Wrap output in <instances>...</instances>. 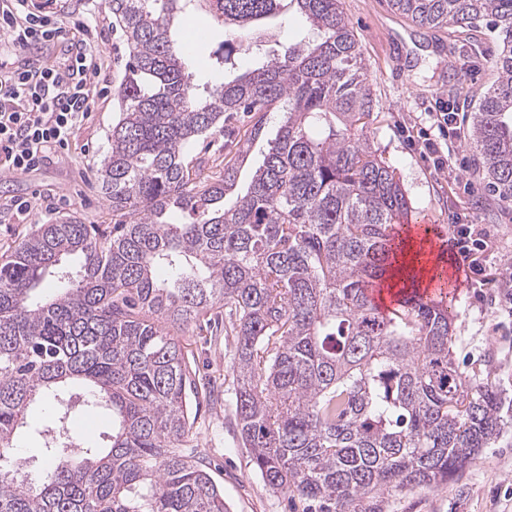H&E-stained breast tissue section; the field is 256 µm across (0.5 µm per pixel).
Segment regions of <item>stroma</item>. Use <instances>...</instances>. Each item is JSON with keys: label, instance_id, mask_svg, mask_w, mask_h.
Listing matches in <instances>:
<instances>
[{"label": "stroma", "instance_id": "obj_1", "mask_svg": "<svg viewBox=\"0 0 512 512\" xmlns=\"http://www.w3.org/2000/svg\"><path fill=\"white\" fill-rule=\"evenodd\" d=\"M50 7L67 26L91 24L103 69L90 117L68 149L51 152L38 170L0 179V260L10 256L36 225L71 214L86 224L112 221V209L97 186V171L118 117L117 90L128 47L122 31L113 27L107 5L96 0H50ZM342 8L373 79L375 106L364 127L368 143L394 169L414 212L425 213L445 231L457 224L474 225L487 237L480 258L482 275L469 273L460 279L453 357L475 382L492 385L512 401V316L500 306L502 294L512 290V282L505 278L506 269H512V204L488 194L468 141L453 147L458 177L452 180L447 170L436 167V157L425 150L421 134L427 113L438 105L453 101L459 111L474 110L497 78L493 61L500 51L498 37L486 26L471 31L417 26L389 0H342ZM185 27L205 33L189 51L202 65L194 73L196 81H215L206 62L223 50L232 51L241 66L254 63V55L237 34L214 26L203 13L189 16ZM281 121V113H268L262 138L249 147L226 145L219 136L211 146L196 144L192 155L208 164L231 155L238 170L234 190L243 193ZM35 194L41 209L25 220L11 214L13 200ZM177 338L189 360L206 375L216 399L214 406L199 409L191 453L208 462L230 512H311L309 501L267 486L241 446L232 396L234 337L220 328L193 324ZM379 506L381 512H512V424L458 477L438 486L389 491Z\"/></svg>", "mask_w": 512, "mask_h": 512}]
</instances>
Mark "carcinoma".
Here are the masks:
<instances>
[{
	"mask_svg": "<svg viewBox=\"0 0 512 512\" xmlns=\"http://www.w3.org/2000/svg\"><path fill=\"white\" fill-rule=\"evenodd\" d=\"M421 27L494 24L497 81L471 117L487 185L512 202V0H390ZM341 0H110L129 59L98 172L114 223L41 224L0 262V512H228L184 448L189 395L208 386L182 330L224 308L236 336L235 417L271 488L319 512H380L377 495L460 475L502 433L503 399L453 359L442 301L400 288L380 312L410 203L363 140L372 79ZM295 10L316 33L200 88L177 31L204 10L262 49L259 26ZM217 72L239 70L229 51ZM283 121L245 193L236 167L206 174L191 146L253 114ZM111 427H68L74 399ZM49 414L45 464L15 453L28 408Z\"/></svg>",
	"mask_w": 512,
	"mask_h": 512,
	"instance_id": "carcinoma-1",
	"label": "carcinoma"
}]
</instances>
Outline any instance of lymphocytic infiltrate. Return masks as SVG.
Instances as JSON below:
<instances>
[{"label": "lymphocytic infiltrate", "mask_w": 512, "mask_h": 512, "mask_svg": "<svg viewBox=\"0 0 512 512\" xmlns=\"http://www.w3.org/2000/svg\"><path fill=\"white\" fill-rule=\"evenodd\" d=\"M0 31L6 35L0 54L11 56L69 38L57 13L32 0H11L7 14L0 16ZM100 72L96 52L88 47L38 72L0 68V169L25 173L38 168L51 150L67 147L88 117L92 78Z\"/></svg>", "instance_id": "lymphocytic-infiltrate-1"}]
</instances>
